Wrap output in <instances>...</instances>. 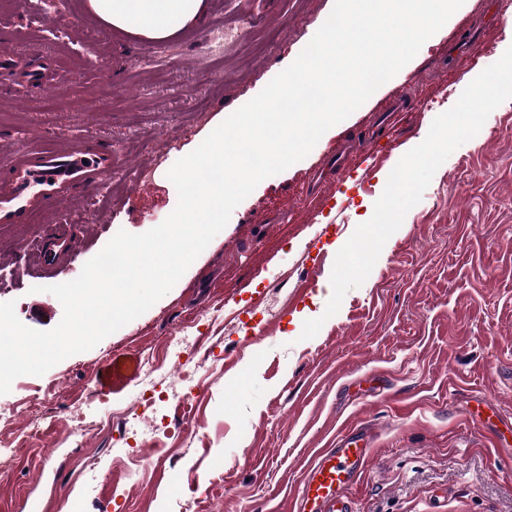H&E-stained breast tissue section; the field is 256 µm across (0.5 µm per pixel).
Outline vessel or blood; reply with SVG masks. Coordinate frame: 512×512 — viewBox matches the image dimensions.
<instances>
[{
    "mask_svg": "<svg viewBox=\"0 0 512 512\" xmlns=\"http://www.w3.org/2000/svg\"><path fill=\"white\" fill-rule=\"evenodd\" d=\"M487 46L484 32L474 31L448 49V68L461 72L463 60H471ZM0 76L14 84L34 88L44 86L55 77V68L41 56L0 61ZM414 102L409 92L392 98L373 124L372 136H392L397 115ZM114 152L97 140L85 139L66 149L45 145H26L15 149L6 164L0 165V229L26 224L32 215L53 204L69 202L80 190L101 186L112 172ZM348 171L345 153L332 156L320 169L318 189L308 192L310 201L323 198L325 187H338ZM90 227L86 224H57L40 242L45 266H53L64 257L76 254ZM136 360L113 355L97 376L100 385L115 391L136 376ZM371 463V450L364 431L338 436L331 448L321 449L307 465L290 512H355L352 488L360 481Z\"/></svg>",
    "mask_w": 512,
    "mask_h": 512,
    "instance_id": "vessel-or-blood-1",
    "label": "vessel or blood"
}]
</instances>
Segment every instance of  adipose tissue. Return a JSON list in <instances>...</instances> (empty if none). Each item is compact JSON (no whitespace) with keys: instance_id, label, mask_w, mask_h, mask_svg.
<instances>
[{"instance_id":"1","label":"adipose tissue","mask_w":512,"mask_h":512,"mask_svg":"<svg viewBox=\"0 0 512 512\" xmlns=\"http://www.w3.org/2000/svg\"><path fill=\"white\" fill-rule=\"evenodd\" d=\"M88 8L108 29L162 42L199 23L207 0H88Z\"/></svg>"}]
</instances>
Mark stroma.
<instances>
[{
	"label": "stroma",
	"mask_w": 512,
	"mask_h": 512,
	"mask_svg": "<svg viewBox=\"0 0 512 512\" xmlns=\"http://www.w3.org/2000/svg\"><path fill=\"white\" fill-rule=\"evenodd\" d=\"M69 2L36 23L0 0V56L35 51L60 72L53 84L0 95V158L38 139L90 134L119 159L109 197L77 210L98 230L71 262L49 272L34 251L43 225L69 207L0 231V302H14L36 330L63 315L46 286L77 278L119 230L162 223L178 202L171 167L204 141L210 121L291 64L334 4L208 0L201 25L155 43L105 31L87 0ZM490 2L465 0L307 157L262 180L148 311L44 375L14 380L0 395V428L39 432L7 451L0 512H288L314 454L357 426L372 448L353 491L357 512H512V99L441 164L365 283L324 315V283L347 241L326 226L369 220L399 160L512 46V27L492 31L464 75L443 71L449 45ZM238 17L256 41L213 53V37ZM408 86L419 103L404 113L390 156L356 152L340 208L308 205L319 163L341 141H363L375 110ZM318 236L327 254L308 258ZM320 316L318 334L301 340L304 322ZM175 336L194 379L177 373ZM122 352L152 359L158 375L105 392L97 372ZM76 410L93 422L79 441L70 434Z\"/></svg>",
	"instance_id": "obj_1"
}]
</instances>
